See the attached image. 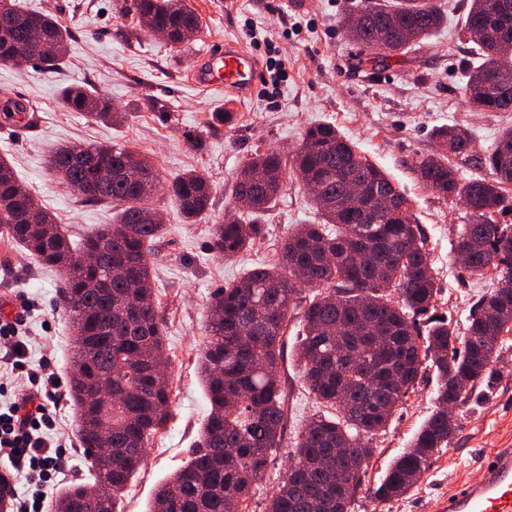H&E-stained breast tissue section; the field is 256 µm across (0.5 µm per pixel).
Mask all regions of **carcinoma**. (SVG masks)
I'll return each instance as SVG.
<instances>
[{
	"mask_svg": "<svg viewBox=\"0 0 512 512\" xmlns=\"http://www.w3.org/2000/svg\"><path fill=\"white\" fill-rule=\"evenodd\" d=\"M150 16L151 33L178 46L201 31L189 0H132ZM438 0H361L342 21L363 51L383 35L393 56L415 50L444 23ZM476 35L480 63L466 76L463 94L483 112H511L512 69L498 57L512 50V0H470L463 36ZM70 30L54 18L0 0V63L23 56L42 69H57L67 54ZM66 106L106 123L122 120L111 100L84 85L63 92ZM440 150L417 165L421 182L443 197L462 200L470 212L455 245L466 269L494 272L504 286L471 308L464 335L433 318L426 335L417 319L435 309L438 287L410 202L399 184L336 126L309 127L291 156L267 151L240 169L234 199H253L247 221L214 225L209 249L228 259L262 238L259 223L276 205L287 169L317 181L310 195L317 224L289 231L278 261L251 269L212 297L209 341L199 369L210 411L189 460L156 492L150 512H248L252 475L282 447L287 417L279 365L292 314H300L302 338L295 352L307 389L334 411L316 415L296 437L291 464L269 499L268 512H351L375 448L417 386L423 361L436 372L435 407L409 448L387 466L374 495H405L460 430L448 423V405L464 407L489 381L503 332L512 330V250L500 247L506 224L494 216L512 211V129L484 156L475 154L467 129L436 133ZM474 160L489 178L463 180L458 162ZM55 176L86 203L118 209L116 222L71 241L52 214L25 190L12 163L0 157V233L21 250L62 271L60 302L73 338L74 374L69 397L78 414L79 445L87 450L95 488L73 484L55 499L54 512H118L153 436L168 421L172 399L170 358L151 284L153 244L164 233L155 221L159 187L193 221L205 214L212 186L190 171L163 181L146 157L118 144L62 147L50 160ZM352 182L380 189L392 209L365 223L346 207ZM86 254L96 263L84 265ZM309 294H304V291ZM13 484L0 474V512H11Z\"/></svg>",
	"mask_w": 512,
	"mask_h": 512,
	"instance_id": "1",
	"label": "carcinoma"
}]
</instances>
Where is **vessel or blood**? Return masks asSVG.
<instances>
[{
	"label": "vessel or blood",
	"instance_id": "b4317fda",
	"mask_svg": "<svg viewBox=\"0 0 512 512\" xmlns=\"http://www.w3.org/2000/svg\"><path fill=\"white\" fill-rule=\"evenodd\" d=\"M255 55L240 42L227 40L210 45L195 71V82L204 88H223L244 101L260 82ZM439 512H512V448L496 450L487 459L481 479L459 485L438 506Z\"/></svg>",
	"mask_w": 512,
	"mask_h": 512
}]
</instances>
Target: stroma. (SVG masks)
Masks as SVG:
<instances>
[{"mask_svg":"<svg viewBox=\"0 0 512 512\" xmlns=\"http://www.w3.org/2000/svg\"><path fill=\"white\" fill-rule=\"evenodd\" d=\"M27 10L52 14L71 31L66 62L44 71L35 64H0V94L12 92L37 117L35 131H16L0 117V155L14 164L20 181L53 213L72 240L112 223L115 211L105 204L79 201L48 167L52 152L63 146L112 142L148 156L163 179L196 169L213 185L209 209L195 223H184L164 194L154 202L166 230L151 261L153 288L166 322L165 344L171 357L173 399L165 430L148 446L145 461L132 478L118 512H147L156 486L185 464L209 413L197 357L208 337L212 295L225 281L273 264L287 228L313 224L317 214L296 174H287L281 197L265 219L266 232L246 252L224 259L207 249L214 224L236 213L233 186L238 170L255 152L289 154L306 129L317 123L336 126L405 191L421 227L441 289L438 315L464 331L472 304L494 289L489 278L465 271L454 245L467 210L453 199L427 189L415 171L433 153L442 126L461 124L475 139L476 151L489 149L512 126V112H478L464 97L467 68L477 57L461 38L467 0H440L448 21L413 60L387 57L385 63L359 61L340 27V19L360 0H190L201 15L202 32L193 43L173 47L147 33L136 14L121 11L123 0H20ZM275 45L288 71L277 95L256 91L242 102L229 124L212 125L211 115L226 109L218 89L196 86L193 74L210 43L244 40V25ZM86 85L104 92L123 120L104 125L67 110L61 92ZM60 274L39 264L0 236V293L28 300L20 334L31 368L71 379L69 321L59 305ZM301 322L292 319L283 340L281 382L287 395V426L249 502V512H266L267 499L283 480L291 447L320 405L304 385L294 359ZM436 387L425 371L401 412L385 432L374 436L370 463L352 512H435L439 499L464 481L478 480L486 457L512 448V332L502 334L492 385H478V398L458 412L460 430L424 477L401 499L382 502L372 489L388 463L406 448L432 413ZM51 411L54 432L66 449V466L57 486L91 483L90 461L78 446L74 412L66 393Z\"/></svg>","mask_w":512,"mask_h":512,"instance_id":"obj_1","label":"stroma"}]
</instances>
